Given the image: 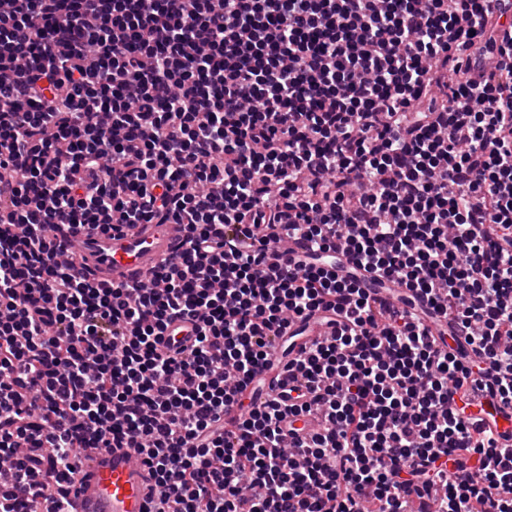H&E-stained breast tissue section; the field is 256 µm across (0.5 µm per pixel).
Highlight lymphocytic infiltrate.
Returning <instances> with one entry per match:
<instances>
[{
	"label": "lymphocytic infiltrate",
	"instance_id": "obj_1",
	"mask_svg": "<svg viewBox=\"0 0 512 512\" xmlns=\"http://www.w3.org/2000/svg\"><path fill=\"white\" fill-rule=\"evenodd\" d=\"M494 2L0 0V512H68L82 448L136 449L152 512H512V437L472 417L512 408ZM140 224L185 231L145 280L77 267L81 233ZM296 235L305 264L267 262ZM319 311L333 336L289 366L305 393L250 402Z\"/></svg>",
	"mask_w": 512,
	"mask_h": 512
}]
</instances>
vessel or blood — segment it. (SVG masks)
I'll return each mask as SVG.
<instances>
[{"instance_id":"obj_1","label":"vessel or blood","mask_w":512,"mask_h":512,"mask_svg":"<svg viewBox=\"0 0 512 512\" xmlns=\"http://www.w3.org/2000/svg\"><path fill=\"white\" fill-rule=\"evenodd\" d=\"M183 232L176 224H145L132 231L93 232L79 237V261L107 284L147 275L173 253ZM153 480L130 448H87L70 500V512H147Z\"/></svg>"}]
</instances>
